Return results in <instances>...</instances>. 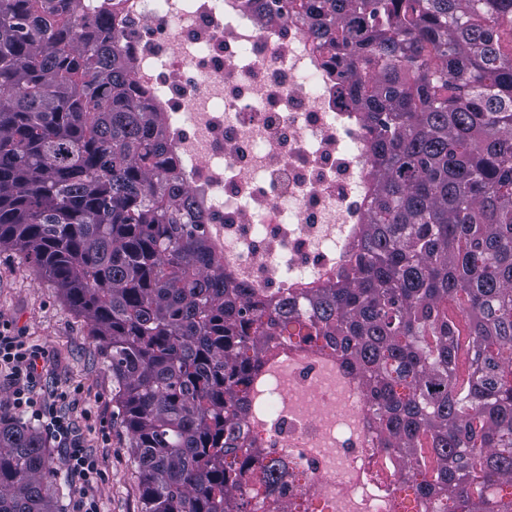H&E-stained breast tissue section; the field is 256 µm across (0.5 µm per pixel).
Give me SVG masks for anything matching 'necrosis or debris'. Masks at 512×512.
Here are the masks:
<instances>
[{
    "instance_id": "necrosis-or-debris-1",
    "label": "necrosis or debris",
    "mask_w": 512,
    "mask_h": 512,
    "mask_svg": "<svg viewBox=\"0 0 512 512\" xmlns=\"http://www.w3.org/2000/svg\"><path fill=\"white\" fill-rule=\"evenodd\" d=\"M122 44L158 112L224 270L246 288H310L347 260L375 172L366 131L299 25L252 0H127ZM266 374L282 408L259 446L304 478L289 498L390 512L360 388L291 352Z\"/></svg>"
}]
</instances>
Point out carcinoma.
<instances>
[{"instance_id": "carcinoma-1", "label": "carcinoma", "mask_w": 512, "mask_h": 512, "mask_svg": "<svg viewBox=\"0 0 512 512\" xmlns=\"http://www.w3.org/2000/svg\"><path fill=\"white\" fill-rule=\"evenodd\" d=\"M335 64L376 184L351 259L267 298L224 276L115 23L0 0V248L100 339L140 512H309L254 447L284 343L360 387L403 512H512V0H262ZM40 433L0 417V512H62Z\"/></svg>"}]
</instances>
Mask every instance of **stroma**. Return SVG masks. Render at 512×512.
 Listing matches in <instances>:
<instances>
[{"label":"stroma","mask_w":512,"mask_h":512,"mask_svg":"<svg viewBox=\"0 0 512 512\" xmlns=\"http://www.w3.org/2000/svg\"><path fill=\"white\" fill-rule=\"evenodd\" d=\"M0 323L41 349L34 390L71 422L100 464L92 489L100 512H140L130 438L112 404V372L88 324L24 254L0 248Z\"/></svg>","instance_id":"obj_1"}]
</instances>
